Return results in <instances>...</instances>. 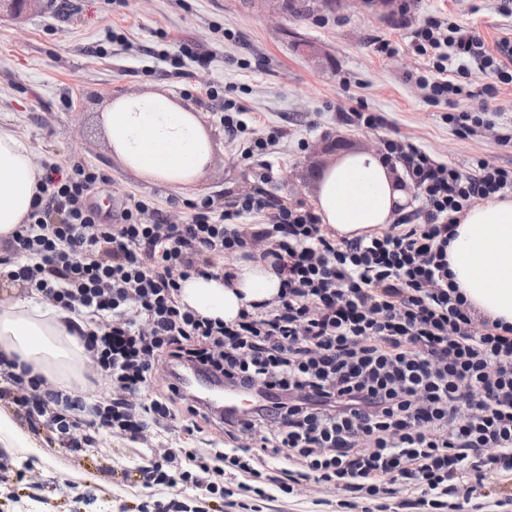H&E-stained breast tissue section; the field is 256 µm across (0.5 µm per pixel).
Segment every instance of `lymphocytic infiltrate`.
<instances>
[{
	"mask_svg": "<svg viewBox=\"0 0 512 512\" xmlns=\"http://www.w3.org/2000/svg\"><path fill=\"white\" fill-rule=\"evenodd\" d=\"M412 45L417 77L458 135L512 121L454 111L470 64L512 86V38L487 49L475 30L430 18ZM417 206L380 233L335 237L314 211L272 194L264 163L250 192L193 204L168 223L153 199L124 196L115 213L91 200L103 169L47 166L25 224L0 243V280L73 313L68 330L107 395L89 399L0 352V406L43 424L59 451L90 454L100 433L145 447L136 482L147 497L116 512H263L276 492H337L333 512H463L487 475L512 478V326L473 316L451 280L448 245L475 203L512 195V167L437 160L412 140L386 139ZM218 254L270 263L274 300L227 323L181 305L191 276L234 278ZM190 365L256 397L249 419L227 418L206 452L192 446L209 411L157 365ZM177 430L178 443L164 441ZM287 455V466L272 462Z\"/></svg>",
	"mask_w": 512,
	"mask_h": 512,
	"instance_id": "lymphocytic-infiltrate-1",
	"label": "lymphocytic infiltrate"
}]
</instances>
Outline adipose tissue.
<instances>
[{
  "label": "adipose tissue",
  "mask_w": 512,
  "mask_h": 512,
  "mask_svg": "<svg viewBox=\"0 0 512 512\" xmlns=\"http://www.w3.org/2000/svg\"><path fill=\"white\" fill-rule=\"evenodd\" d=\"M112 155L126 171L182 193L196 189L213 155L210 133L199 113L165 91L118 97L102 114ZM43 174L20 138L0 126V239L11 235L31 211ZM409 188L381 157L359 152L328 167L320 181L315 213L336 236L349 239L386 227L404 209ZM453 280L482 318L512 324V200L491 197L473 205L448 247ZM232 283L191 277L180 302L197 314L230 323L252 303L274 298L278 275L263 262L236 265ZM66 309L32 296L0 302V349L33 370L58 378L81 375L82 349L64 323Z\"/></svg>",
  "instance_id": "adipose-tissue-1"
}]
</instances>
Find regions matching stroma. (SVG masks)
Listing matches in <instances>:
<instances>
[{"mask_svg": "<svg viewBox=\"0 0 512 512\" xmlns=\"http://www.w3.org/2000/svg\"><path fill=\"white\" fill-rule=\"evenodd\" d=\"M412 23L452 17L475 29L486 46L503 35L504 0H407ZM296 18L280 0L262 9L251 0H52L25 20H0V126L15 131L38 166L68 170L85 161L106 170L108 184L94 201L110 210L127 193L151 197L169 222L182 224L190 206L206 196L228 200L250 190L259 167L241 158L224 133L221 112L232 98L246 109V136L278 127L283 136L267 157L272 190L286 203L313 206L323 168L338 157L384 140L411 139L436 158L467 167L477 157L512 165V147L493 138H463L442 115L446 105L427 101L414 82L421 59L409 46L411 31L391 23L384 0L337 7L306 0ZM397 43L394 57L379 56L373 39ZM208 51L206 64L184 57L183 46ZM179 57V68L152 72L159 51ZM489 79L471 66L470 96L461 110L483 109L512 120V88L484 95ZM214 86L217 97L205 95ZM166 90L200 113L214 143L213 162L197 190L178 193L132 176L113 158L100 115L116 97ZM352 108L378 112L386 122L367 132L342 124ZM108 456L58 457L47 466L42 449L22 455L43 485L51 512H73L70 474L92 476L112 496H131L124 473L139 458L121 440L103 437Z\"/></svg>", "mask_w": 512, "mask_h": 512, "instance_id": "35a3bbf8", "label": "stroma"}]
</instances>
